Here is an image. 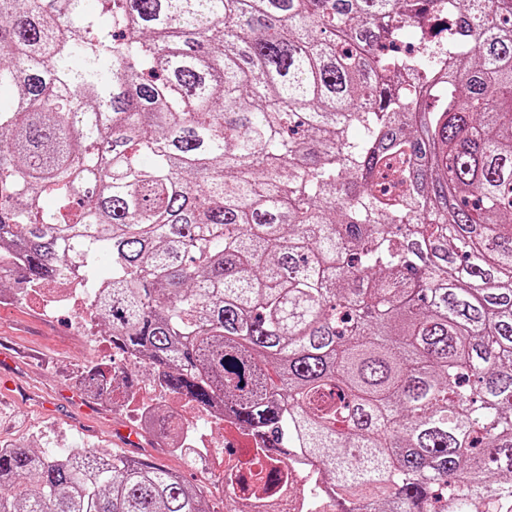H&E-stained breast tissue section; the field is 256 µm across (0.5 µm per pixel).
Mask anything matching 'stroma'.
Instances as JSON below:
<instances>
[{
    "instance_id": "35a3bbf8",
    "label": "stroma",
    "mask_w": 512,
    "mask_h": 512,
    "mask_svg": "<svg viewBox=\"0 0 512 512\" xmlns=\"http://www.w3.org/2000/svg\"><path fill=\"white\" fill-rule=\"evenodd\" d=\"M75 307L63 305L53 316L42 311L41 295L30 290L0 307V441L36 449L125 447L124 434L138 438L137 452L202 484L195 467L169 454L161 436L143 431L128 408L127 394L114 398L89 394L76 377L89 360L121 354L74 328ZM212 512H223L224 497L202 484Z\"/></svg>"
}]
</instances>
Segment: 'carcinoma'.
Masks as SVG:
<instances>
[{
  "mask_svg": "<svg viewBox=\"0 0 512 512\" xmlns=\"http://www.w3.org/2000/svg\"><path fill=\"white\" fill-rule=\"evenodd\" d=\"M509 2L0 0V283L81 277L338 512H512ZM0 512L208 510L147 456L15 447Z\"/></svg>",
  "mask_w": 512,
  "mask_h": 512,
  "instance_id": "cac0c4a2",
  "label": "carcinoma"
}]
</instances>
